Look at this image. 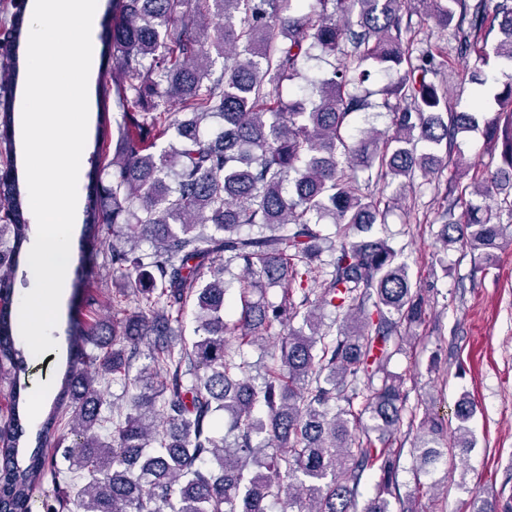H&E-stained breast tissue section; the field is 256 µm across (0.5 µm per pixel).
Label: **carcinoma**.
Returning <instances> with one entry per match:
<instances>
[{"mask_svg": "<svg viewBox=\"0 0 512 512\" xmlns=\"http://www.w3.org/2000/svg\"><path fill=\"white\" fill-rule=\"evenodd\" d=\"M419 2L425 19L454 29L462 54L512 65V0H501L491 20L483 0ZM107 11L100 61L112 60L120 118L109 172L88 173L77 269L109 254L118 298L110 326L91 332L69 319L60 389L24 453L28 386L12 384L0 426V512H32L36 479L64 469L85 479L75 488L76 512H272L273 498L280 512H390L401 449L389 442L406 398L387 365L424 322L425 302L398 252L369 235L387 209L351 171L377 168L397 182L399 199L416 175L437 169L434 148L484 121L501 141L499 162L448 195L438 237L492 262L512 240V220L501 223L466 196L512 189V79L493 85L491 118L483 98L471 112L450 111L428 80L433 51L414 59L405 46L406 0H107ZM493 23L500 38L491 42ZM212 52L224 57L218 74ZM311 60L330 69L311 81V96L283 100V82L303 77ZM374 71L399 74L384 90L392 133L349 143L347 119L373 107L362 84ZM215 114L221 123L210 130ZM13 139L12 115L3 112L0 142L11 148ZM2 181L12 197L0 249V370L19 371L14 274L29 225L14 168ZM321 224L335 231L324 234ZM324 253L327 271L318 264ZM233 264L245 276L230 328L224 273ZM261 281L283 288L280 302L263 298ZM128 289L134 311L122 308ZM190 303L196 326L187 344L172 323ZM325 308L342 316L333 337L322 331ZM300 315L306 332L291 328ZM276 328L280 345L257 386L244 346ZM237 330L232 348L226 335ZM89 341L101 354L84 349ZM143 353L149 363L114 422L98 384L126 378ZM473 415L474 403L460 398L458 448L471 447ZM446 433L437 416L423 417L412 448L416 484L444 461ZM368 470L379 473L369 496Z\"/></svg>", "mask_w": 512, "mask_h": 512, "instance_id": "carcinoma-1", "label": "carcinoma"}]
</instances>
